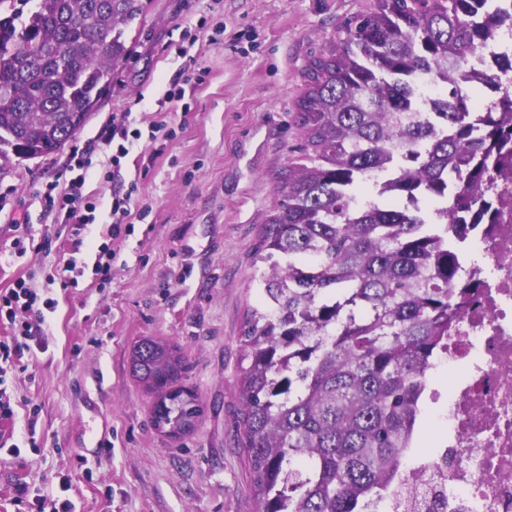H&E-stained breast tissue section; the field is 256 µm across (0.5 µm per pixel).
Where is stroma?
Listing matches in <instances>:
<instances>
[{
  "instance_id": "stroma-1",
  "label": "stroma",
  "mask_w": 512,
  "mask_h": 512,
  "mask_svg": "<svg viewBox=\"0 0 512 512\" xmlns=\"http://www.w3.org/2000/svg\"><path fill=\"white\" fill-rule=\"evenodd\" d=\"M128 31L131 54L74 140L96 143L131 112L142 133L109 182L82 192L96 206L81 248L57 239L60 223L38 192L66 189L68 150L27 159L0 176V291L26 279L57 305L34 368L7 377L13 420L0 432L34 433L21 458L0 464V512H30L16 484L75 512H257L238 441L240 336L260 271L251 253L279 202L282 173L296 163L293 114L310 59L346 17L374 0H144ZM202 69L183 105L157 100L184 67ZM138 191L119 236L109 234L115 193ZM23 214L51 250L8 253L12 214ZM112 250L110 280L94 270L97 247ZM76 260L68 288L49 276ZM177 345L181 386L203 413L177 436L156 429L153 397L133 375L142 338ZM68 489H61V477Z\"/></svg>"
}]
</instances>
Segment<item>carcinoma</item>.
Listing matches in <instances>:
<instances>
[{"instance_id": "1", "label": "carcinoma", "mask_w": 512, "mask_h": 512, "mask_svg": "<svg viewBox=\"0 0 512 512\" xmlns=\"http://www.w3.org/2000/svg\"><path fill=\"white\" fill-rule=\"evenodd\" d=\"M143 12V0L26 12L0 0V174L84 126ZM506 20L502 0H375L310 59L301 163L254 246L267 271L242 329L240 442L258 512H378L401 483L427 372L474 294L452 281L466 219L487 212L490 158L512 143V95L475 112L453 72ZM422 77L448 84L441 111H411ZM130 361L154 425L192 428L203 408L178 385L180 349L143 338Z\"/></svg>"}]
</instances>
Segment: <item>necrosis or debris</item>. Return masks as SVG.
Returning <instances> with one entry per match:
<instances>
[{
	"mask_svg": "<svg viewBox=\"0 0 512 512\" xmlns=\"http://www.w3.org/2000/svg\"><path fill=\"white\" fill-rule=\"evenodd\" d=\"M509 71L512 29L503 28L455 78L480 92L476 109L483 112L499 97L486 75ZM483 197L496 221L473 228L477 258L461 273L479 292L450 322L439 359L448 373V408L420 430L437 446L406 457L403 488L380 512H512V154L491 170Z\"/></svg>",
	"mask_w": 512,
	"mask_h": 512,
	"instance_id": "obj_1",
	"label": "necrosis or debris"
}]
</instances>
